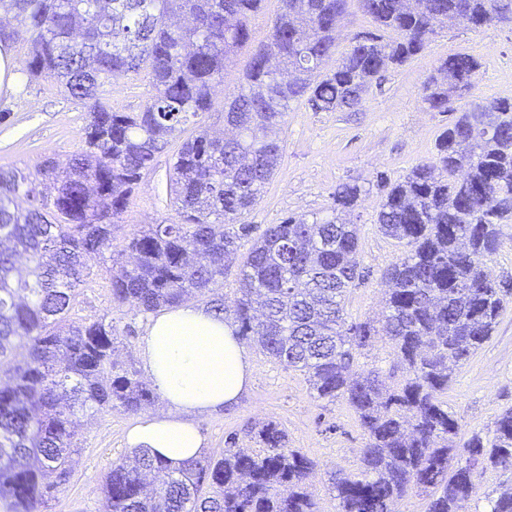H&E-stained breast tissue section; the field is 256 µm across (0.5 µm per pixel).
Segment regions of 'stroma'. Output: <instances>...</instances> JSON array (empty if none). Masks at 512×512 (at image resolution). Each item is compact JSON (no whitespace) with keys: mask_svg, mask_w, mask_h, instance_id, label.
Listing matches in <instances>:
<instances>
[{"mask_svg":"<svg viewBox=\"0 0 512 512\" xmlns=\"http://www.w3.org/2000/svg\"><path fill=\"white\" fill-rule=\"evenodd\" d=\"M280 11V0H264L250 23V46L225 70L212 110L175 132L155 168L130 195L118 245L127 244L144 225L175 220L169 176L177 152L198 129L223 132L224 97L237 89L251 49L269 43ZM459 54L481 64L465 101L512 98V24L479 29L455 25L438 30L421 54L389 70L381 86L369 88L358 110L314 112L298 101L283 118L281 162L246 221L261 231L291 214L322 215L339 183L355 180L367 186L352 216L359 226L364 278L347 292V321L381 316L386 290L382 274L404 251L376 224L382 196L371 183L379 173L403 179L416 164L435 156L436 142L455 115L427 111L421 88L442 61ZM84 124L82 107L50 82H19L14 93L0 95V166L28 172L47 157L66 160L80 149ZM104 315L123 332L120 360L142 368L141 341L151 317L114 304L108 276L95 270L78 287L71 317L90 321ZM246 351L253 366L247 391L234 407L198 420L204 455L222 453L226 436L234 432L240 435L241 447H251L250 438L241 433L247 422H277L288 434L289 447L319 465L312 479L319 512H337L328 475L359 469L366 434L357 415L345 401L315 399L300 372L266 358L254 346ZM444 400L464 438L475 433L490 436L498 414L512 406V307L482 349L457 367ZM135 421V416L118 410H104L89 419L78 440L76 467L67 484L49 494L44 512H103L101 486L113 463L126 454L125 434Z\"/></svg>","mask_w":512,"mask_h":512,"instance_id":"obj_1","label":"stroma"}]
</instances>
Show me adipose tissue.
<instances>
[{"instance_id":"obj_1","label":"adipose tissue","mask_w":512,"mask_h":512,"mask_svg":"<svg viewBox=\"0 0 512 512\" xmlns=\"http://www.w3.org/2000/svg\"><path fill=\"white\" fill-rule=\"evenodd\" d=\"M236 331L232 321L197 306L168 310L149 324L143 364L167 410L144 415L128 429L130 448L174 467L199 457L203 438L196 416L234 406L251 382Z\"/></svg>"}]
</instances>
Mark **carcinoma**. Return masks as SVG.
I'll list each match as a JSON object with an SVG mask.
<instances>
[{
  "label": "carcinoma",
  "instance_id": "cac0c4a2",
  "mask_svg": "<svg viewBox=\"0 0 512 512\" xmlns=\"http://www.w3.org/2000/svg\"><path fill=\"white\" fill-rule=\"evenodd\" d=\"M261 2L0 0L19 23L0 30V44L22 33L32 45L20 72L53 82L86 112L83 146L65 165L48 158L33 178L0 168V365L26 349L0 381L5 512H41L45 494L67 483L85 417L137 414L154 402L137 371L118 362L112 321L70 319L93 257L110 275L112 302L149 314L204 301L265 357L303 373L317 398L349 404L367 438L359 472L331 476L338 512H394L412 488L428 493L426 512H459L485 468L512 472V407L497 416L492 439L475 433L459 444L440 399L453 366L491 339L512 299V281L486 272L512 223V100L455 106L480 68L475 58L451 57L438 67L442 79L424 83L430 111L458 113L434 160L401 181L377 179L376 224L405 248L384 272L382 330L344 317L348 288L362 279L358 225L345 220L363 192L358 182L336 187L325 218L290 215L256 238L245 221L280 164L277 130L290 102L353 111L367 83L421 53L436 27L511 23L512 0H358L398 38L355 40L319 79L347 0H282L270 43L224 103L237 135L204 131L183 144L170 176L178 221L148 225L131 238L130 260L115 258L129 194L180 126L212 108ZM130 73L143 74L153 95L139 112H115L107 93ZM232 273L230 300L220 290ZM380 332L405 371L393 387L376 369L353 371L355 353ZM255 437L259 447L241 448L231 433L222 455L179 468L133 450L104 478L105 512H318L308 483L317 462L288 447L276 423ZM452 452L470 469L448 471Z\"/></svg>",
  "mask_w": 512,
  "mask_h": 512
}]
</instances>
